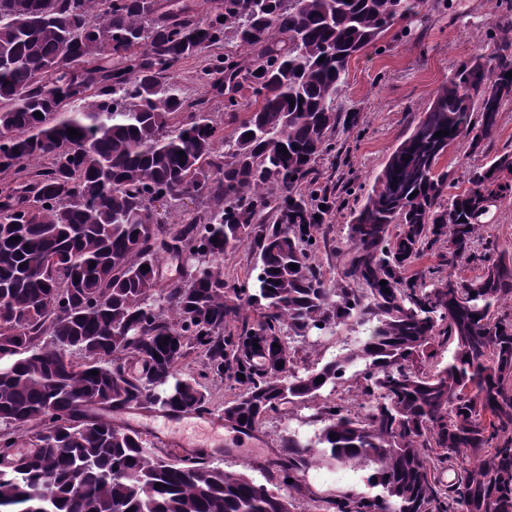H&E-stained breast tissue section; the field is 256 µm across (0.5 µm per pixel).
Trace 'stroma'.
<instances>
[{
    "label": "stroma",
    "mask_w": 512,
    "mask_h": 512,
    "mask_svg": "<svg viewBox=\"0 0 512 512\" xmlns=\"http://www.w3.org/2000/svg\"><path fill=\"white\" fill-rule=\"evenodd\" d=\"M499 19L490 0H437L424 9L421 17L392 28L353 57L340 105L343 111L359 113L364 132L339 135L343 161L338 164L333 158L324 159L320 164L324 179L371 187L374 176L408 136L436 89L462 62L479 54L475 31L495 25ZM201 68V60H190L179 68L175 79L186 97L207 96L212 119L226 122L224 98L207 90ZM506 147L512 149V105L502 113L487 154H468L466 145L460 144L449 149L442 164L455 180L461 181L470 166ZM363 338L358 328H347L333 336L309 337L297 346V366L302 370L313 368L317 362L356 347ZM315 413L311 403L287 406L269 414L255 429L256 447L236 448V439L230 436L225 446L206 448L203 456L210 464L246 472L256 482L266 483L271 464L288 435L309 438L319 431ZM369 475L366 469L315 468L310 470L307 482L314 492L326 495L342 488H365Z\"/></svg>",
    "instance_id": "stroma-1"
}]
</instances>
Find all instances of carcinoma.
Wrapping results in <instances>:
<instances>
[{
	"instance_id": "1",
	"label": "carcinoma",
	"mask_w": 512,
	"mask_h": 512,
	"mask_svg": "<svg viewBox=\"0 0 512 512\" xmlns=\"http://www.w3.org/2000/svg\"><path fill=\"white\" fill-rule=\"evenodd\" d=\"M426 4L216 0L203 20L180 0H0V512H512V262L479 236L512 199V150L464 189L439 167L462 142L484 153L512 104V26L478 36L489 56L461 64L389 156L352 212L343 275L315 262L353 189L319 170L360 125L338 108L349 62ZM202 56L228 136L174 78ZM160 194L209 209L159 218ZM247 240L256 274L224 278L218 259ZM438 244L450 272L408 274ZM186 251L202 267L158 287L162 256ZM460 260L481 273L455 276ZM348 326L366 330L356 348L296 370L290 342ZM274 343L280 368L263 360ZM191 349L204 361L185 377ZM215 379L242 388L224 404L239 427L318 402L322 427L288 436L269 484L156 454L102 415L209 413ZM336 464L372 466L369 490L313 493L309 471Z\"/></svg>"
}]
</instances>
